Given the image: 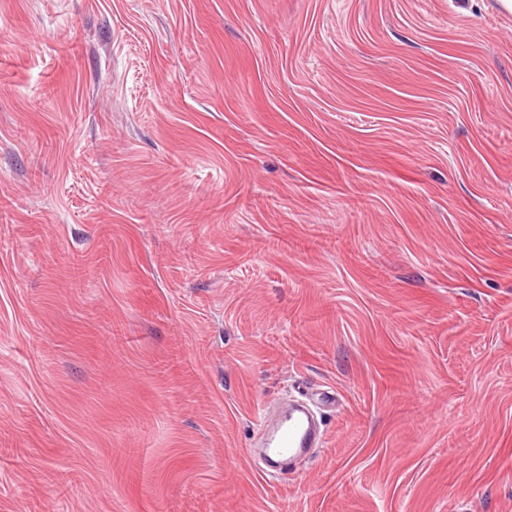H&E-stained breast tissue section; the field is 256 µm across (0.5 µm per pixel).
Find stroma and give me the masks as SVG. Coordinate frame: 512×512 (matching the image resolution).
<instances>
[{
    "mask_svg": "<svg viewBox=\"0 0 512 512\" xmlns=\"http://www.w3.org/2000/svg\"><path fill=\"white\" fill-rule=\"evenodd\" d=\"M0 512H512V12L0 0ZM320 423L304 402L288 406V414L264 433L268 454L294 458L319 445Z\"/></svg>",
    "mask_w": 512,
    "mask_h": 512,
    "instance_id": "obj_1",
    "label": "stroma"
}]
</instances>
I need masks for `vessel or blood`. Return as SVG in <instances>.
Returning <instances> with one entry per match:
<instances>
[{
	"instance_id": "b4317fda",
	"label": "vessel or blood",
	"mask_w": 512,
	"mask_h": 512,
	"mask_svg": "<svg viewBox=\"0 0 512 512\" xmlns=\"http://www.w3.org/2000/svg\"><path fill=\"white\" fill-rule=\"evenodd\" d=\"M320 424L312 410L303 402L289 405L288 413L264 434L268 454L296 457L307 449L318 447Z\"/></svg>"
}]
</instances>
